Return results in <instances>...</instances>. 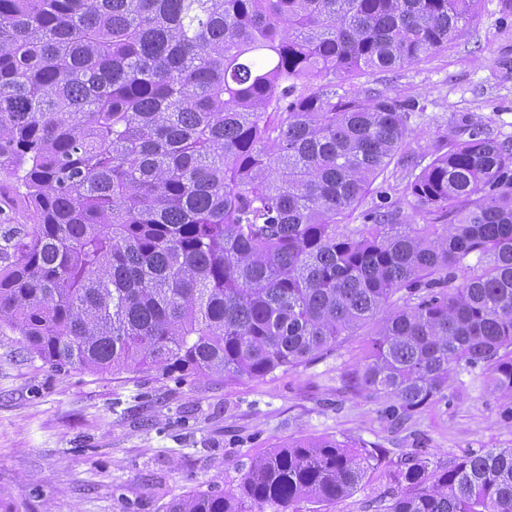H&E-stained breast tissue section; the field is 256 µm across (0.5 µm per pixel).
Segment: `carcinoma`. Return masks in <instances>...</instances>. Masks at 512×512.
Instances as JSON below:
<instances>
[{"instance_id":"carcinoma-1","label":"carcinoma","mask_w":512,"mask_h":512,"mask_svg":"<svg viewBox=\"0 0 512 512\" xmlns=\"http://www.w3.org/2000/svg\"><path fill=\"white\" fill-rule=\"evenodd\" d=\"M480 0H0V172L34 224L0 237V327L59 368L263 378L367 329L358 391L407 420L484 379L512 423V139L468 140L409 182L413 99L336 91L448 49ZM481 374H474L476 368ZM369 469L333 438L279 445L233 489L167 512H297ZM386 512H512V448L430 466Z\"/></svg>"}]
</instances>
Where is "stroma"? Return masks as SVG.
Masks as SVG:
<instances>
[{"label":"stroma","instance_id":"35a3bbf8","mask_svg":"<svg viewBox=\"0 0 512 512\" xmlns=\"http://www.w3.org/2000/svg\"><path fill=\"white\" fill-rule=\"evenodd\" d=\"M416 98L406 150L418 167L468 135L460 115L512 138V0H481L479 18L447 50L397 71L348 82ZM33 222L20 189L0 175V233ZM366 353L349 337L335 353L261 379H184L154 372L59 370L0 331V512H167L199 489L237 484L251 460L296 438L351 441L372 452L352 496L300 512H375L405 453L447 464L480 448L512 447L493 395L460 375L446 400L395 428L381 402L341 378Z\"/></svg>","mask_w":512,"mask_h":512}]
</instances>
